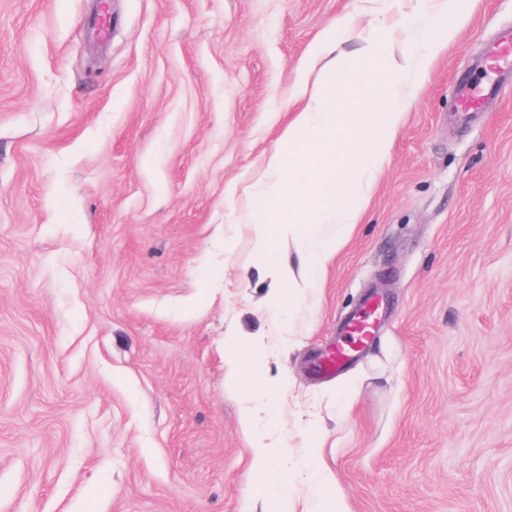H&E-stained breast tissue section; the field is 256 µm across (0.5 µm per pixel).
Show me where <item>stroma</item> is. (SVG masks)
Listing matches in <instances>:
<instances>
[{
  "mask_svg": "<svg viewBox=\"0 0 512 512\" xmlns=\"http://www.w3.org/2000/svg\"><path fill=\"white\" fill-rule=\"evenodd\" d=\"M0 0V512H268L224 382V338L269 331L236 224L339 19L387 35L414 0ZM314 315L268 355L272 427L318 455L346 512H512V75L468 117L458 81L512 32L470 0ZM234 240L225 255V240ZM374 341L314 365L371 289Z\"/></svg>",
  "mask_w": 512,
  "mask_h": 512,
  "instance_id": "1",
  "label": "stroma"
}]
</instances>
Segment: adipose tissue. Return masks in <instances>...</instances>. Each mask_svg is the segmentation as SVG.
Returning a JSON list of instances; mask_svg holds the SVG:
<instances>
[{
	"label": "adipose tissue",
	"mask_w": 512,
	"mask_h": 512,
	"mask_svg": "<svg viewBox=\"0 0 512 512\" xmlns=\"http://www.w3.org/2000/svg\"><path fill=\"white\" fill-rule=\"evenodd\" d=\"M421 24L414 39L399 49L384 45L374 30L361 31V65L336 51L338 37L351 26L337 21L311 48L304 71L317 76L319 93L293 112L277 145L268 151L259 172L246 185L232 186L231 195L254 201L241 217L253 243L258 263L272 283V324L284 329L299 309L318 305L320 282L360 223L365 192L384 170L408 110L425 84L437 56L456 38L468 20L458 0H420ZM381 63L387 76L379 99L381 111L371 105L357 112L338 109V80L365 85L371 66ZM228 370L224 381L245 391L240 422L248 435L251 471L267 476L273 455L288 458L287 439L257 426L259 414L276 419L282 387L258 375L263 345L235 336L224 340ZM311 486L309 512H340L331 481L316 454L297 465Z\"/></svg>",
	"instance_id": "adipose-tissue-1"
}]
</instances>
